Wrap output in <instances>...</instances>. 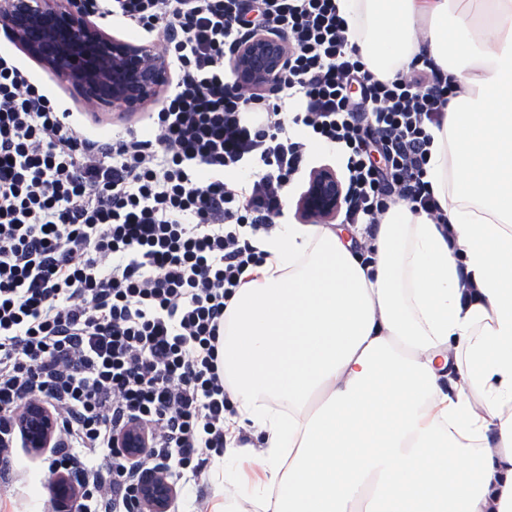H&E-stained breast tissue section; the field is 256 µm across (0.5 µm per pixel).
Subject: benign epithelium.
Here are the masks:
<instances>
[{
    "instance_id": "1",
    "label": "benign epithelium",
    "mask_w": 512,
    "mask_h": 512,
    "mask_svg": "<svg viewBox=\"0 0 512 512\" xmlns=\"http://www.w3.org/2000/svg\"><path fill=\"white\" fill-rule=\"evenodd\" d=\"M0 30L94 109L111 106L134 112L170 84L161 50L109 35L91 20L80 0H0ZM287 63V41L274 32L247 39L232 59L238 84L250 90L268 86ZM341 202L336 173L322 169L313 174L300 208L312 218L333 220ZM18 426L26 447H56L54 417L39 403L27 404ZM118 447L135 458L144 452L145 443L140 432L130 428ZM172 495V487L158 474L142 478L139 497L146 512H166Z\"/></svg>"
}]
</instances>
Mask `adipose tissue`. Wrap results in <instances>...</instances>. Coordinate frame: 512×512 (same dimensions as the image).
Wrapping results in <instances>:
<instances>
[{
    "label": "adipose tissue",
    "mask_w": 512,
    "mask_h": 512,
    "mask_svg": "<svg viewBox=\"0 0 512 512\" xmlns=\"http://www.w3.org/2000/svg\"><path fill=\"white\" fill-rule=\"evenodd\" d=\"M366 69L427 54L447 231L403 201L375 227L283 224L224 311V383L257 449L210 512H512V0H336Z\"/></svg>",
    "instance_id": "obj_1"
}]
</instances>
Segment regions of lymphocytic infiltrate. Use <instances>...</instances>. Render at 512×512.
Segmentation results:
<instances>
[{
    "label": "lymphocytic infiltrate",
    "mask_w": 512,
    "mask_h": 512,
    "mask_svg": "<svg viewBox=\"0 0 512 512\" xmlns=\"http://www.w3.org/2000/svg\"><path fill=\"white\" fill-rule=\"evenodd\" d=\"M83 5L162 39L174 82L146 125L101 136L0 52V469L36 400L62 444L49 473L77 479L75 512H139L145 466L162 467L167 512H182L232 439L224 310L263 262L310 142L342 156L341 223L373 232L399 199L447 224L427 165L453 86L425 57L372 76L336 0ZM265 31L286 38L288 65L249 93L231 59ZM132 423L149 442L141 467L114 444Z\"/></svg>",
    "instance_id": "1"
}]
</instances>
